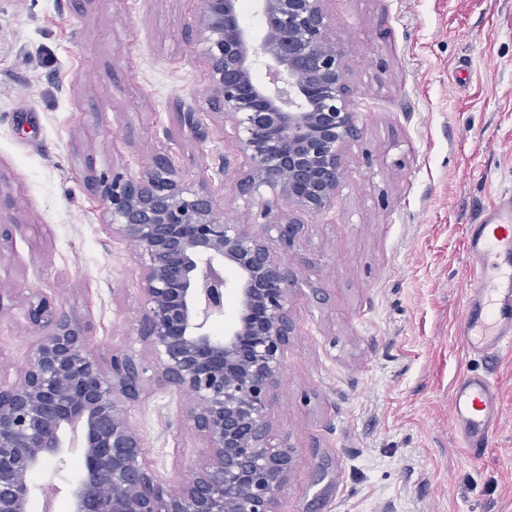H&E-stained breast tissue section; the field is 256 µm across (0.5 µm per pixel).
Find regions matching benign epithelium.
<instances>
[{
  "mask_svg": "<svg viewBox=\"0 0 512 512\" xmlns=\"http://www.w3.org/2000/svg\"><path fill=\"white\" fill-rule=\"evenodd\" d=\"M326 2L255 0L265 21L255 36L239 0H203L197 28L207 105L233 122L248 165L236 189L251 196L267 186L317 214L336 203L360 117ZM257 66L267 83L255 81ZM97 187L112 234L134 244L140 263L143 352L115 353L104 367L88 351V329L62 305L42 293L28 298L25 317L44 336L19 384L0 382V512H28L32 475L64 461L69 431L84 457L69 487L71 512H279L296 457L276 440L268 407L292 325L288 264L269 240L274 232L288 248L301 224L269 205L260 231L226 224L209 190L186 185L163 155L134 176L104 175ZM231 290L238 317L218 336L212 325ZM145 362L159 389L186 397L180 421L201 441L168 485L128 421Z\"/></svg>",
  "mask_w": 512,
  "mask_h": 512,
  "instance_id": "benign-epithelium-1",
  "label": "benign epithelium"
}]
</instances>
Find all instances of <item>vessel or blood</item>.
<instances>
[{"label": "vessel or blood", "mask_w": 512, "mask_h": 512, "mask_svg": "<svg viewBox=\"0 0 512 512\" xmlns=\"http://www.w3.org/2000/svg\"><path fill=\"white\" fill-rule=\"evenodd\" d=\"M466 251L473 279L463 304L460 344L471 356L491 358L512 349V196L483 223L470 225ZM450 413L467 456L482 459L501 416L491 374L459 376Z\"/></svg>", "instance_id": "vessel-or-blood-1"}]
</instances>
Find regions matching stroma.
Instances as JSON below:
<instances>
[{
  "label": "stroma",
  "instance_id": "35a3bbf8",
  "mask_svg": "<svg viewBox=\"0 0 512 512\" xmlns=\"http://www.w3.org/2000/svg\"><path fill=\"white\" fill-rule=\"evenodd\" d=\"M201 0H0V380L43 335L36 292L88 327L90 350L139 354L133 248L112 235L95 186L167 155L211 189L230 224L262 225L269 188L240 195L232 123L207 114L196 43ZM361 133L324 215L302 212L284 255L292 332L269 403L296 465L281 512H512V351L468 356L457 336L471 279L469 225L512 192V0H328ZM201 113L206 139L181 121ZM492 372L502 415L483 460L459 447L455 380ZM131 422L175 479L196 445L175 395L146 384ZM330 476L313 484L318 464ZM72 449L33 477L31 512L67 502Z\"/></svg>",
  "mask_w": 512,
  "mask_h": 512
}]
</instances>
